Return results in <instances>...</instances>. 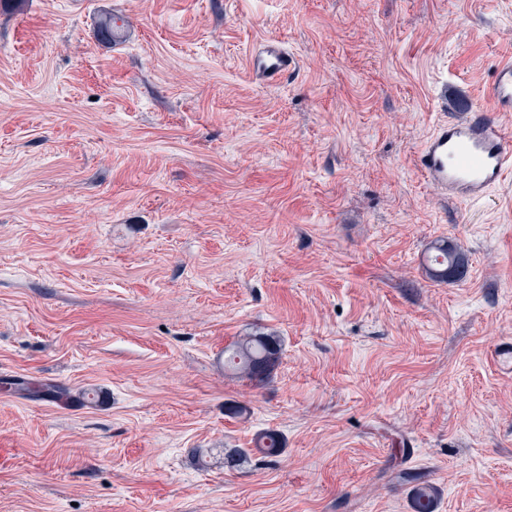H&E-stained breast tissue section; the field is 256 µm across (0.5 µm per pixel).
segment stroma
Returning <instances> with one entry per match:
<instances>
[{"label":"stroma","mask_w":512,"mask_h":512,"mask_svg":"<svg viewBox=\"0 0 512 512\" xmlns=\"http://www.w3.org/2000/svg\"><path fill=\"white\" fill-rule=\"evenodd\" d=\"M269 39L278 83L248 70ZM509 58L512 0L0 14V381L93 395L0 389V512H414L403 470L435 512H512V173L452 202L414 162ZM442 240L468 267L435 282ZM256 332L259 386L224 370ZM250 68L259 78H283L297 68L294 56L280 42L268 40L250 57ZM283 352L281 336L255 333L224 349V370L258 385L269 379ZM5 384L16 386L14 392L46 402L60 401L64 396H66V391L57 385L42 384L40 386L31 387L25 382ZM403 479L413 485V504L415 512H432L435 494L433 487L422 481L417 472H403Z\"/></svg>","instance_id":"obj_1"}]
</instances>
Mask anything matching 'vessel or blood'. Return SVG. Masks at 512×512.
<instances>
[{"label": "vessel or blood", "mask_w": 512, "mask_h": 512, "mask_svg": "<svg viewBox=\"0 0 512 512\" xmlns=\"http://www.w3.org/2000/svg\"><path fill=\"white\" fill-rule=\"evenodd\" d=\"M250 68L259 78H282L294 73L297 62L280 42L269 40L251 55ZM495 112H512L510 59L495 72L490 106L471 105L440 124L415 156L427 181L449 199L483 200L512 169V132L492 120Z\"/></svg>", "instance_id": "1"}]
</instances>
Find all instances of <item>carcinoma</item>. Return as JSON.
I'll return each instance as SVG.
<instances>
[{
	"label": "carcinoma",
	"instance_id": "cac0c4a2",
	"mask_svg": "<svg viewBox=\"0 0 512 512\" xmlns=\"http://www.w3.org/2000/svg\"><path fill=\"white\" fill-rule=\"evenodd\" d=\"M437 254L435 265L427 267L430 279L445 282L464 274L466 257L453 244L446 241L434 246ZM283 352V340L273 333H255L245 336L224 348V370L258 385L269 379L278 366ZM15 392L46 402H56L66 396V391L57 386L42 384L31 387L25 382L14 383ZM256 448L267 457H276L283 451V440L279 433L267 430L256 438ZM250 460L249 453L241 448L224 449V464L241 467ZM403 479L413 484L415 512H432L435 494L433 487L422 481L417 472L403 473Z\"/></svg>",
	"mask_w": 512,
	"mask_h": 512
}]
</instances>
